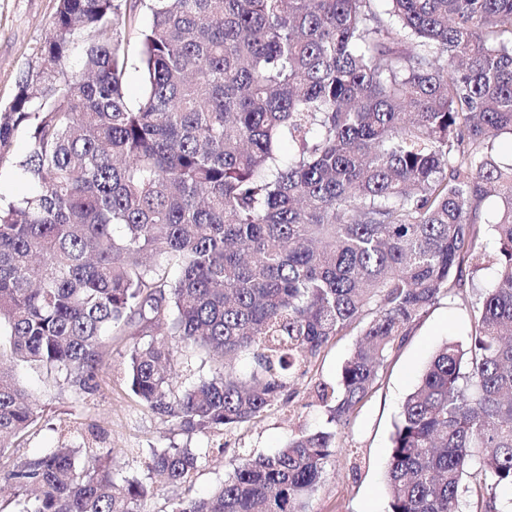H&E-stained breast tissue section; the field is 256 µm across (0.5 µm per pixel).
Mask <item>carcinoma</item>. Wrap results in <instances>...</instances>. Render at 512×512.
<instances>
[{"instance_id":"carcinoma-1","label":"carcinoma","mask_w":512,"mask_h":512,"mask_svg":"<svg viewBox=\"0 0 512 512\" xmlns=\"http://www.w3.org/2000/svg\"><path fill=\"white\" fill-rule=\"evenodd\" d=\"M142 12L133 61L122 29ZM37 56L0 112V164L32 186L0 204V462L18 512H146L154 487L116 482L98 448L11 458L39 413L10 364L89 393L103 336L161 325L130 349V389L205 434L284 404L355 330L336 386H316L327 426L239 458L171 510L307 512L388 355L481 256L490 198L499 276L471 304L466 344L442 345L402 405L387 512H505L512 161L497 147L512 135V0H58ZM194 354L211 375L176 385ZM200 459L170 448L146 468L177 485Z\"/></svg>"}]
</instances>
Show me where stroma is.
Returning a JSON list of instances; mask_svg holds the SVG:
<instances>
[{"label": "stroma", "instance_id": "1", "mask_svg": "<svg viewBox=\"0 0 512 512\" xmlns=\"http://www.w3.org/2000/svg\"><path fill=\"white\" fill-rule=\"evenodd\" d=\"M56 5L57 0H0V110L9 106L17 79L35 65L37 51L50 34ZM484 243L485 257L464 267L463 294L440 297L404 344L388 357L371 396L343 430L328 457L310 512H386L385 471L401 406L440 346L466 342L470 303L496 277L500 244L490 232ZM355 340L352 333L333 339L310 364L307 374L291 386L286 403L258 421L233 430L215 429L187 436L170 431L162 419L139 405L125 374L127 353L134 339L112 336L105 341L107 366L98 377V389L92 393L78 395L60 389L39 373L18 368L20 381L37 403L40 420L11 454L18 459L30 458L71 440L91 446L101 435L105 447L112 450L115 474L143 478L152 449L188 446L205 451V459L188 482L160 488L146 502L148 512H169L175 500L211 493L242 455L271 452L290 435L324 424L326 411L315 395V387L336 382Z\"/></svg>", "mask_w": 512, "mask_h": 512}]
</instances>
